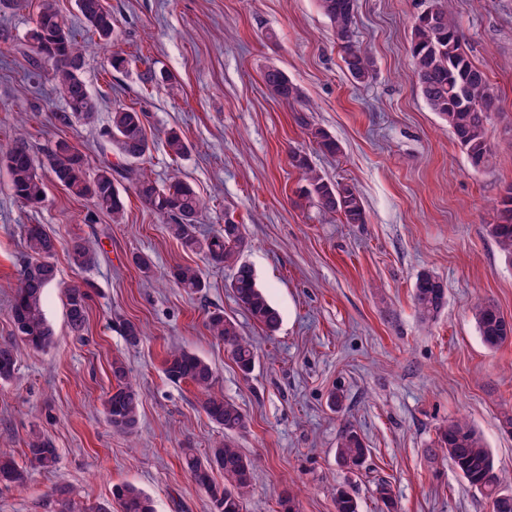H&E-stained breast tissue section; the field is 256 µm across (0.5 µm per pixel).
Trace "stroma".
<instances>
[{
  "mask_svg": "<svg viewBox=\"0 0 512 512\" xmlns=\"http://www.w3.org/2000/svg\"><path fill=\"white\" fill-rule=\"evenodd\" d=\"M112 46L85 33L76 0L58 8L84 48L81 75L97 101L94 124L63 123L64 102L52 71L32 63L29 32L38 0H0V152L25 130L36 156L55 141L80 145L90 170L119 159L100 133L123 104L149 114L154 146L145 165L158 184L171 170L200 193L199 231L225 218L241 224L242 259L280 313L267 334L236 304L232 271L182 249L165 221L120 181L122 223L48 182L40 208L10 192L0 168V342L10 339L8 311L26 258L25 229L44 225L60 243L57 285L44 310L54 344L24 351L14 378L0 383V451L20 454L33 430L60 454L53 472L30 470L23 484L0 486V512H54L53 490L119 512L115 485L149 494L155 512H211L205 493L183 468L182 451L208 452L224 431L203 412L198 390L163 372L167 351L185 347L215 370V392L247 417L236 441L257 460L244 512H279L284 494L299 512H334L337 485L347 484L360 512H384L377 485L389 483L396 512H492L436 448L439 427L466 419L509 478L512 435L500 422L512 413V340L483 344L474 308L497 306L512 319V265L486 231L501 191L512 184V0H357L354 32L374 59L372 79L355 83L344 68L319 0H107ZM440 3L458 22L464 47L498 92L488 126L493 156L474 170L412 76L415 17ZM132 60L110 72L112 51ZM285 70L302 92L289 104L271 97L261 75ZM307 113L340 144L322 153L294 120ZM189 146L169 156L165 134ZM307 153L326 178L354 184L363 224H345L299 200L290 149ZM88 237L95 266L71 265L66 246ZM148 254L144 277L133 254ZM179 265L200 267L208 286L189 295L167 282ZM437 275L448 304L432 322L413 302L420 271ZM93 286L83 335L69 327L61 284ZM233 318L253 342L257 360L242 375L206 326L209 311ZM142 330L129 345L116 318ZM122 358L142 395L134 434L114 431L103 400L113 358ZM341 389V409L328 396ZM354 427L370 452L354 474L336 463L341 430Z\"/></svg>",
  "mask_w": 512,
  "mask_h": 512,
  "instance_id": "1",
  "label": "stroma"
}]
</instances>
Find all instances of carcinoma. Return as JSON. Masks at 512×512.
<instances>
[{"mask_svg": "<svg viewBox=\"0 0 512 512\" xmlns=\"http://www.w3.org/2000/svg\"><path fill=\"white\" fill-rule=\"evenodd\" d=\"M323 13L330 19L345 68L351 78L364 83L372 77L374 62L368 51L354 38L353 17L356 0H319ZM78 9L91 35L98 40L112 41L114 26L112 11L105 0H77ZM34 50V64L51 66L54 92L66 105L63 121L72 119L83 123L94 120L97 105L81 76L83 48L66 26L57 8L56 0H39L35 26L30 33ZM457 21L439 7L419 15L413 24L410 53L418 88L430 106L443 120L455 142L466 154L470 165L485 169L493 156L488 139V125L497 110L498 95L485 71L475 64L460 43ZM268 93L285 102L301 98L300 88L278 67H269L262 73ZM148 115L133 108L119 106L112 111L111 124L103 136L112 145L118 157L142 162L151 152L146 134ZM296 122L307 131L318 148L329 155L341 151L339 143L325 129L315 125L305 112L296 115ZM169 155L180 157L188 152L181 135L170 130L165 135ZM290 164L300 176L303 185L299 197L315 204L322 212L335 214L344 224L366 223L363 199L357 188L348 182L325 179L311 165L308 155L300 150L290 153ZM0 167L9 177L10 190L15 198L31 206H39L46 186L40 170L47 169L53 179L71 195L86 199L98 210L112 216L119 224L125 214V201L118 179L130 181L140 201L166 220L169 234L181 246L192 252H202L217 265L234 269L228 288L237 304L262 327L273 333L279 326L280 314L270 303L257 281L252 266L240 261L244 243L241 225L230 220L223 229L208 237L197 234L204 202L195 189L173 175L161 188L144 169L118 168L106 165L94 175L88 173V162L83 152L71 142L56 141L45 157L35 158L26 134L20 133L10 147L0 154ZM495 240L504 261L512 265V186L500 194L493 220L486 225ZM27 260L21 265L17 288L10 305L12 340L0 342V382L13 378L20 348L43 350L54 342V333L43 311L47 288L56 280L53 258L58 240L40 224L26 228ZM71 263L78 268L93 266L98 261L94 246L83 237H74L67 247ZM170 278L184 291L196 294L206 287L201 270L183 265L170 272ZM66 315L74 335L85 330L90 294L88 289L73 284L64 287ZM415 307L425 321L435 320L447 304V292L442 280L429 271L417 274L413 286ZM475 320L484 345L497 348L512 340V319L506 318L490 303L475 309ZM208 330L225 350L239 371L252 373L257 354L253 346L241 336L237 323L220 309L209 312ZM118 329L126 341L135 345L140 341L141 329L132 321L118 322ZM164 373L173 382L190 383L203 396L201 407L207 417L224 429V440L203 455L188 448L182 457L183 467L195 484L204 491L211 503V512H243L246 495L252 487L256 461L245 455L233 441V435L246 427V416L236 404L211 392L215 382L212 365L196 353L174 347L164 359ZM112 391L105 400V414L113 430L131 434L139 423L140 393L125 362L112 360ZM437 447L444 450L452 467L492 504V512H512V495L502 491L505 478L495 464L478 432L463 418L455 419L439 428ZM369 453L364 439L352 427L339 435L336 459L350 472L360 470ZM24 456L30 465L42 469L54 467L58 448L41 431H33L26 443ZM223 475V481L213 478V472ZM28 471L9 453L0 452V484H22ZM116 499L121 512H154L152 499L130 483L116 486ZM335 512H359L357 499L344 485L336 487L333 496ZM56 512H108L98 504L75 506L73 493L65 488L56 491Z\"/></svg>", "mask_w": 512, "mask_h": 512, "instance_id": "obj_1", "label": "carcinoma"}]
</instances>
